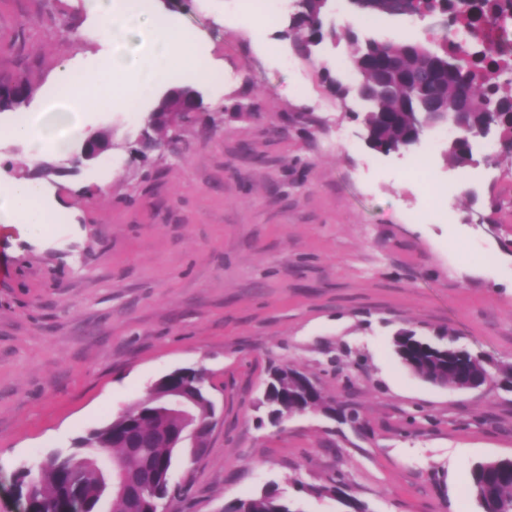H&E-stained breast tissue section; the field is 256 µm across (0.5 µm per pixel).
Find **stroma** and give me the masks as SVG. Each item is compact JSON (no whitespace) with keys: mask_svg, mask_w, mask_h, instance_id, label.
<instances>
[{"mask_svg":"<svg viewBox=\"0 0 512 512\" xmlns=\"http://www.w3.org/2000/svg\"><path fill=\"white\" fill-rule=\"evenodd\" d=\"M81 5L0 0V77L31 82L27 111L65 64L106 62ZM239 8L174 12L223 82L201 86L193 123L156 132L163 149L121 147L151 103L139 92V113H83L120 144L99 166L0 141V181L39 183L62 218L0 225V512H22L20 467L76 451L178 368L205 371L219 423L201 459L175 463L183 491L166 512H224L270 483L302 512H346L326 491L340 477L369 512H478L471 465L512 456V392L431 385L393 348L410 328L512 361V152L461 189L438 127L423 137L429 175L407 176L417 148L370 149L360 104L322 79L346 41L307 57L283 35L288 14L257 36ZM431 180L453 221L425 214ZM286 365L318 383L325 407L274 426L259 402Z\"/></svg>","mask_w":512,"mask_h":512,"instance_id":"stroma-1","label":"stroma"}]
</instances>
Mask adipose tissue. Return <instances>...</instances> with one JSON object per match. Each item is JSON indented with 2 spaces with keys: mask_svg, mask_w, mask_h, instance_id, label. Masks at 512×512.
Masks as SVG:
<instances>
[{
  "mask_svg": "<svg viewBox=\"0 0 512 512\" xmlns=\"http://www.w3.org/2000/svg\"><path fill=\"white\" fill-rule=\"evenodd\" d=\"M89 21L97 23L100 41L109 47L104 69L86 73L65 101L45 105L33 120L0 126V139L27 143L40 151L66 155L86 130L83 111L122 104L129 93L156 88L171 70L186 67L201 80L210 70L199 57L196 36L178 25H160L138 0H82ZM50 220L40 186L16 180L0 184V224L40 226Z\"/></svg>",
  "mask_w": 512,
  "mask_h": 512,
  "instance_id": "obj_1",
  "label": "adipose tissue"
}]
</instances>
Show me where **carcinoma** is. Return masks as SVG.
I'll return each instance as SVG.
<instances>
[{
    "label": "carcinoma",
    "instance_id": "carcinoma-1",
    "mask_svg": "<svg viewBox=\"0 0 512 512\" xmlns=\"http://www.w3.org/2000/svg\"><path fill=\"white\" fill-rule=\"evenodd\" d=\"M306 33L296 32L299 50L310 55L314 47L327 38L337 36L336 29L325 24L322 0H308ZM355 50L349 55V70L356 81L344 84L330 80L336 96L344 101L373 89L365 101L363 120L370 126L374 140L380 145L401 148L411 135L410 112H423L430 105L454 97L457 87L467 83L471 88L470 112L466 121L473 129L484 128L488 112L512 108V81L502 80L493 57L495 50L471 39L465 45L448 47L446 43L403 40L399 37H377L371 33L348 30ZM26 78H0V112H16L32 95ZM448 159L466 168L474 165L473 150L458 143L447 146ZM399 361L426 382L438 379L455 386L471 375L501 377L507 385L512 381V363L488 365L484 359L456 344V339L431 342L413 330L399 332L393 341ZM495 371H490V368ZM279 381L272 397L280 416L306 410L321 401L299 385L294 370L277 368ZM163 394L155 393L138 402L140 413L129 423L107 424L91 430L79 441L81 451L69 454L54 452L33 469L23 466L15 476L20 495L28 497L34 512H130L123 497L112 495V462L121 460L139 486V512H160L163 502L174 497L181 488L171 483L170 471L181 449L169 446L168 433L177 419L165 415ZM211 400L199 396L197 422L207 425L213 417ZM323 491L334 493L352 510L368 512L367 506L348 493L338 482ZM468 492L479 512H512V459L498 457L474 463L470 468ZM225 512H302L271 487L264 492L238 498Z\"/></svg>",
    "mask_w": 512,
    "mask_h": 512
}]
</instances>
